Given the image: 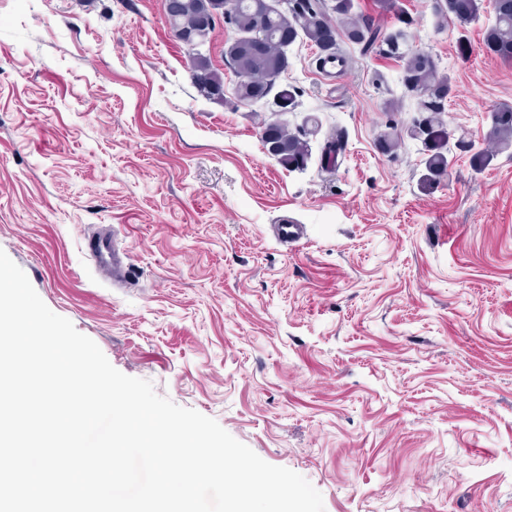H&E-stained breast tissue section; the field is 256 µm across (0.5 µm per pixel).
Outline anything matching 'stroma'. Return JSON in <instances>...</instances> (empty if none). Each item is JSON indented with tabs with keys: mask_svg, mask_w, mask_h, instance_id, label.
I'll use <instances>...</instances> for the list:
<instances>
[{
	"mask_svg": "<svg viewBox=\"0 0 512 512\" xmlns=\"http://www.w3.org/2000/svg\"><path fill=\"white\" fill-rule=\"evenodd\" d=\"M357 2L432 52L451 140L485 147L512 105L490 15ZM340 47L333 88L290 47L281 115L199 95L162 0H0V249L113 367L305 477L325 512H512V149L479 171L454 149L422 184L421 142L376 147L415 116L401 60ZM308 116L312 156L288 170L262 127ZM284 223L306 239L274 238ZM102 229L126 284L88 255Z\"/></svg>",
	"mask_w": 512,
	"mask_h": 512,
	"instance_id": "35a3bbf8",
	"label": "stroma"
}]
</instances>
